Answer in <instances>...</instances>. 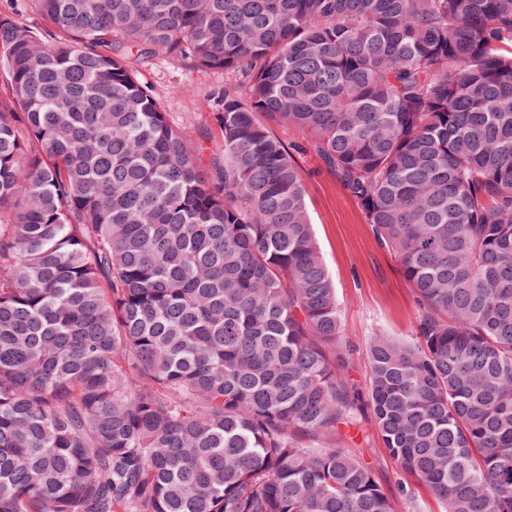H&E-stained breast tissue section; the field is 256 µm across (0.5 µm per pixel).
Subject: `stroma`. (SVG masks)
Wrapping results in <instances>:
<instances>
[{
	"label": "stroma",
	"instance_id": "35a3bbf8",
	"mask_svg": "<svg viewBox=\"0 0 512 512\" xmlns=\"http://www.w3.org/2000/svg\"><path fill=\"white\" fill-rule=\"evenodd\" d=\"M135 76L152 89L172 123L200 141L208 154L219 153L215 103L223 97L229 77L162 55L136 62ZM297 160L316 238L336 286L343 334L353 347L350 373L363 386L368 382L367 341L378 331L410 338L416 299L398 261L377 243L360 206L343 191L336 176L322 168L314 154H298ZM341 443L362 454L380 487L392 495L394 512H439L438 501L423 484H415L413 501L395 497L399 468L385 451L370 416L343 429Z\"/></svg>",
	"mask_w": 512,
	"mask_h": 512
}]
</instances>
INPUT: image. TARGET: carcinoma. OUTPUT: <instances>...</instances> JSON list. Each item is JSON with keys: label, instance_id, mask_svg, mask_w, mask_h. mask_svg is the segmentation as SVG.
Masks as SVG:
<instances>
[{"label": "carcinoma", "instance_id": "1", "mask_svg": "<svg viewBox=\"0 0 512 512\" xmlns=\"http://www.w3.org/2000/svg\"><path fill=\"white\" fill-rule=\"evenodd\" d=\"M0 12V512H512V0H30ZM245 79L222 159L133 71ZM279 127L282 134L273 131ZM417 299L351 383L288 132ZM341 444L362 454L380 487L391 496L395 512H439L440 504L429 489L412 479L413 501L410 503L395 497V483L401 478L399 468L396 461L385 451L379 432L369 415L363 416L352 427L343 429Z\"/></svg>", "mask_w": 512, "mask_h": 512}]
</instances>
